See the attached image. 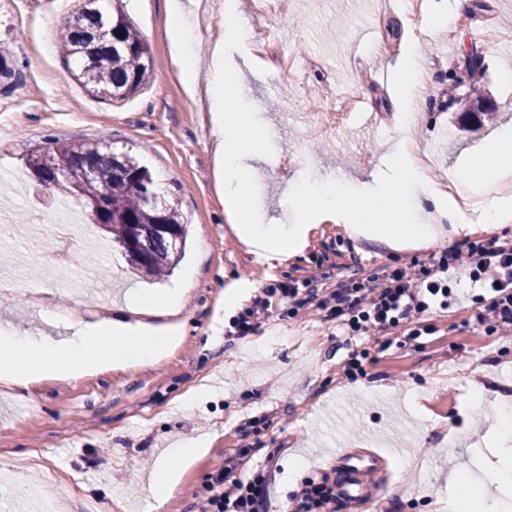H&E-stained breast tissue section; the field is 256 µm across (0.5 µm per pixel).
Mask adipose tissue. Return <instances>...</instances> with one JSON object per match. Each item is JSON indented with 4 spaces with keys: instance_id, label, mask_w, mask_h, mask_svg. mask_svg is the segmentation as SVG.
Returning <instances> with one entry per match:
<instances>
[{
    "instance_id": "ef3b65f1",
    "label": "adipose tissue",
    "mask_w": 512,
    "mask_h": 512,
    "mask_svg": "<svg viewBox=\"0 0 512 512\" xmlns=\"http://www.w3.org/2000/svg\"><path fill=\"white\" fill-rule=\"evenodd\" d=\"M171 25L167 36L182 62V73L188 83H196L199 73L191 47L196 39L194 27L182 12L179 0H166ZM224 43L211 49V68L207 94L213 132L217 137L215 179L224 196V208L235 233L266 257L284 256L295 251L310 223L341 218L354 222L356 231L390 243L415 238L418 225L403 207L409 193L434 196L435 189L404 149L392 152V174L377 189L359 195L355 204L346 206L344 188L334 182L295 187L291 199L301 201L295 223L257 224L254 215L262 202L251 190L252 171L248 157L258 152V132L245 116L232 112L231 104L241 93L240 68L224 54L225 42L243 43L249 32L237 13V0L224 3ZM512 156V135L505 133L484 145L482 154L473 160L460 178L463 192L478 196L479 227L488 230L512 217V197L503 194L507 180L503 157ZM389 214L388 223H378L381 214ZM172 300H158L152 295L140 296L131 303V312L140 314L137 322L125 319L80 321L73 336L63 339L18 336L11 330H0V381L19 383L43 375L75 377L85 371L124 362L147 363L168 344L165 332L144 323V316Z\"/></svg>"
}]
</instances>
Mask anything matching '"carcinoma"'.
<instances>
[{
	"mask_svg": "<svg viewBox=\"0 0 512 512\" xmlns=\"http://www.w3.org/2000/svg\"><path fill=\"white\" fill-rule=\"evenodd\" d=\"M59 40L77 62L74 78L101 99L134 94L154 69L148 45L116 6L108 21L98 8L80 7ZM29 167L38 183L57 181L65 196L84 201L88 220L109 235L134 273L157 280L174 273L186 226L175 209L158 204L151 171L134 157L102 142L49 139ZM86 169L94 176H82Z\"/></svg>",
	"mask_w": 512,
	"mask_h": 512,
	"instance_id": "obj_1",
	"label": "carcinoma"
}]
</instances>
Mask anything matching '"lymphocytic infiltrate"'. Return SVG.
I'll use <instances>...</instances> for the list:
<instances>
[{
	"instance_id": "f902f5d3",
	"label": "lymphocytic infiltrate",
	"mask_w": 512,
	"mask_h": 512,
	"mask_svg": "<svg viewBox=\"0 0 512 512\" xmlns=\"http://www.w3.org/2000/svg\"><path fill=\"white\" fill-rule=\"evenodd\" d=\"M461 272L484 292L480 322L495 332L511 331L512 242L496 237L443 249L433 254L427 267L412 263L393 268L371 288L341 284L327 289L314 275L298 285L267 287L251 305L231 317L230 325L238 336L258 333L274 298L279 297L292 304L317 302L325 312V321L349 332L399 329L413 342L434 334L428 313L436 307L448 309L455 302L452 283L455 274ZM235 470L228 458L212 473L207 512H269L268 470H258L248 477L237 476Z\"/></svg>"
}]
</instances>
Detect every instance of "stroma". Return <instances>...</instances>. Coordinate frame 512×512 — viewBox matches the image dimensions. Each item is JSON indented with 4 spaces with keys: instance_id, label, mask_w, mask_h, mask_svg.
Segmentation results:
<instances>
[{
    "instance_id": "stroma-1",
    "label": "stroma",
    "mask_w": 512,
    "mask_h": 512,
    "mask_svg": "<svg viewBox=\"0 0 512 512\" xmlns=\"http://www.w3.org/2000/svg\"><path fill=\"white\" fill-rule=\"evenodd\" d=\"M84 0H0V43L11 51L16 75L0 83V172L27 184L31 150L47 138L103 141L147 166L161 202L188 226V248L176 273L153 283L130 272L121 252L99 230L88 234L45 225L43 233L0 241V272L20 258L54 259L82 274L81 286H118L127 294L163 297L183 290L180 302L151 316L175 327L173 342L152 362L104 367L77 378L44 377L0 384V512H37L13 494L14 484L40 487L56 512H202L211 474L225 458L238 457L239 474L269 468L272 507L297 494L305 480L337 479L348 456L379 460L372 497L356 504L334 502L332 512H446L448 477L480 471L490 451L482 442L497 406L469 407L477 379L489 391L512 387V340L479 321V285L459 278L458 299L432 310L434 335L386 345L372 331L345 335L309 303L296 309L274 302L259 333L226 335L234 311L224 291L238 289L249 305L267 285L317 272L323 287L354 280L373 284L383 266L426 264L432 248L407 241L370 239L362 256L343 222L310 225L304 246L287 260L255 254L228 224L214 180L215 137L205 85L190 87L179 71L164 32L165 0H122L121 7L148 44L156 66L139 90L120 100L90 95L74 79L73 60L59 50L57 32ZM186 18L199 32V56L224 39V4L214 0L210 22H199L200 0H183ZM452 0H288L271 20L266 51L241 63L244 96L236 112L259 120L264 131L253 189L265 203L266 221L289 224L283 204L293 186L336 180L357 186L371 181L398 142L427 154L434 177L463 171L470 153L493 135L512 130V0H469L457 28L437 26ZM414 51L435 69L416 88L424 108L410 128L396 75L379 80L390 60ZM481 53L483 70L468 74L464 56ZM293 62L292 72L275 65ZM480 85L497 113L495 123L460 129L459 102L470 84ZM349 92L362 106L347 129L323 134L293 124L286 106L301 99L321 111L331 94ZM55 188L37 199L0 184V203L11 224H30L34 207L50 208ZM48 291L19 282L0 298V325L21 335H54L38 326ZM367 350L363 378H341L353 352ZM263 425L246 456H239V428ZM198 437L205 448L174 461V491L151 510L146 483L167 448Z\"/></svg>"
}]
</instances>
